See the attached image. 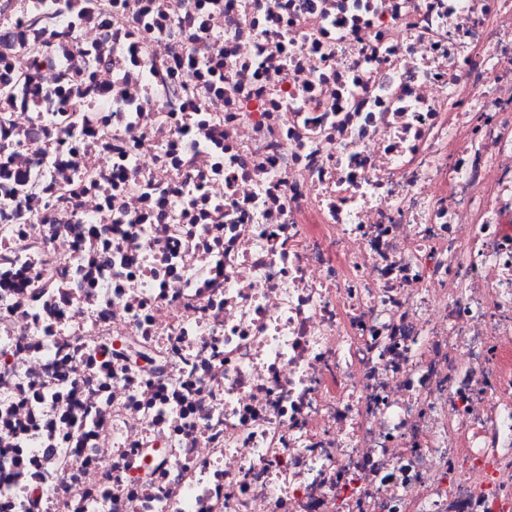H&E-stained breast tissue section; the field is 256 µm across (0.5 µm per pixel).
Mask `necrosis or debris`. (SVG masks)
Masks as SVG:
<instances>
[{
    "label": "necrosis or debris",
    "mask_w": 512,
    "mask_h": 512,
    "mask_svg": "<svg viewBox=\"0 0 512 512\" xmlns=\"http://www.w3.org/2000/svg\"><path fill=\"white\" fill-rule=\"evenodd\" d=\"M0 86V512H512V0H0Z\"/></svg>",
    "instance_id": "necrosis-or-debris-1"
}]
</instances>
